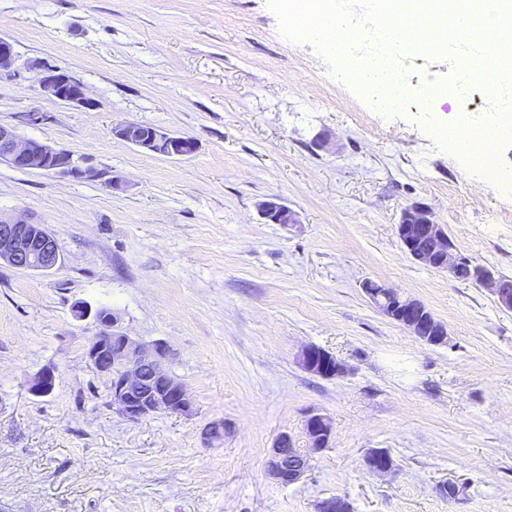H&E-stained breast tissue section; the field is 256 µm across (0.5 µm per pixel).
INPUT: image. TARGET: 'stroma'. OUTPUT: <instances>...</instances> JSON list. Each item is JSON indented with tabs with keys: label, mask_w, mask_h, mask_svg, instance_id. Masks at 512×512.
I'll return each instance as SVG.
<instances>
[{
	"label": "stroma",
	"mask_w": 512,
	"mask_h": 512,
	"mask_svg": "<svg viewBox=\"0 0 512 512\" xmlns=\"http://www.w3.org/2000/svg\"><path fill=\"white\" fill-rule=\"evenodd\" d=\"M0 37L24 68L0 78V124L97 172L0 160V215L45 225L61 257L46 273L0 266V512H317L330 496L352 512H512V311L415 262L396 234L424 204L459 254L512 278V191L435 132L460 118L453 65L407 51L403 72L435 78L448 102L373 111L314 42L282 33L268 0H0ZM33 60L82 82L92 108L41 93ZM124 122L198 150L152 154L113 134ZM271 196L298 223H264ZM366 279L421 301L447 345L381 315ZM80 302L167 343L190 414L132 423L110 407ZM310 344L347 374L305 372ZM49 366L54 391L32 395ZM313 409L333 421L329 446L302 480L276 483L273 442L305 448ZM215 420L224 439L205 444ZM373 448L394 473L366 468Z\"/></svg>",
	"instance_id": "1"
}]
</instances>
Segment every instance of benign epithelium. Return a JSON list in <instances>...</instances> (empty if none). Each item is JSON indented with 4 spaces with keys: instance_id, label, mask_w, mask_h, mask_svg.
I'll list each match as a JSON object with an SVG mask.
<instances>
[{
    "instance_id": "benign-epithelium-1",
    "label": "benign epithelium",
    "mask_w": 512,
    "mask_h": 512,
    "mask_svg": "<svg viewBox=\"0 0 512 512\" xmlns=\"http://www.w3.org/2000/svg\"><path fill=\"white\" fill-rule=\"evenodd\" d=\"M17 55L13 43L0 37V76H15ZM39 69V88L42 93L58 101L88 108L93 101L86 96L83 84L67 72L47 63L34 64ZM138 123L121 124L113 128L116 137L145 151L167 158H182L197 150L195 140L155 129L147 138ZM23 170H40L60 177L92 179L96 171L83 164L70 152L45 142L22 140L14 129L0 124V156ZM258 210L267 224H296L295 212L278 197H270ZM396 234L407 254L426 267L445 270L454 278L489 287L500 308L512 310V282L494 275L484 266L456 255V246L447 227L433 219L432 212L421 204H413L402 211L396 224ZM60 261L56 241L44 225L0 215V263L25 272H48ZM362 290L383 316L406 328L419 340L434 346L448 343L444 324L417 299L402 295L385 285L366 279ZM98 331L88 339L84 354L94 369L112 378V406L129 422H138L161 409L174 413H188L191 401L184 385L164 366L169 356L168 346L156 341L145 346L122 329V317L110 311L97 319ZM298 363L307 372L338 378L348 373L347 367L330 352L308 346ZM56 384L55 371L48 368L33 378L30 391L36 396L50 394ZM308 441L307 452L294 448L292 437L281 434L274 442L266 464L269 478L290 485L299 482L310 469L314 455L328 445L333 423L319 411L308 413L304 420ZM366 467L379 475L394 470V462L385 451L371 450L365 457ZM318 512H350V504L341 497H329L318 505Z\"/></svg>"
}]
</instances>
